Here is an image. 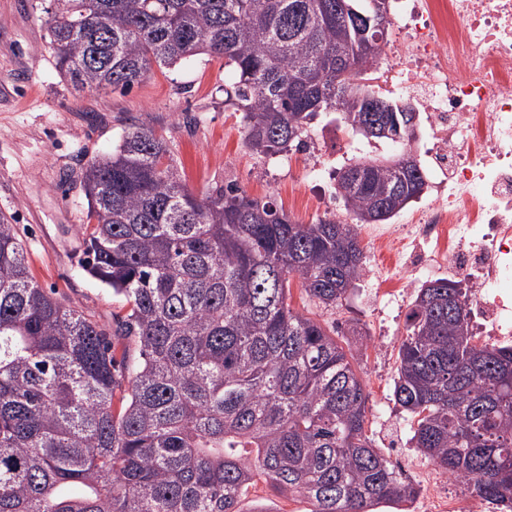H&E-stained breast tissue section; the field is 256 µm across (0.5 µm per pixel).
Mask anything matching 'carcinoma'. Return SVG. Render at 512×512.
<instances>
[{
    "label": "carcinoma",
    "instance_id": "1",
    "mask_svg": "<svg viewBox=\"0 0 512 512\" xmlns=\"http://www.w3.org/2000/svg\"><path fill=\"white\" fill-rule=\"evenodd\" d=\"M49 2L48 48L78 90L217 56L253 153L302 145L320 112L361 132L373 96L390 111L370 137L403 150L337 172L352 223L300 224L232 185L195 194L163 137L126 132L84 178L80 266L123 300L110 325L39 287L0 222V512H241L260 480L311 512L412 503L417 488L365 434L354 355L288 303L291 275L318 306L345 300L364 273L357 225L385 223L427 186L406 150L415 107L352 84L391 19L355 0ZM469 293L421 286L394 397L422 455L512 512V346L474 343Z\"/></svg>",
    "mask_w": 512,
    "mask_h": 512
}]
</instances>
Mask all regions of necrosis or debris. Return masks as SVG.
Masks as SVG:
<instances>
[{
    "instance_id": "obj_1",
    "label": "necrosis or debris",
    "mask_w": 512,
    "mask_h": 512,
    "mask_svg": "<svg viewBox=\"0 0 512 512\" xmlns=\"http://www.w3.org/2000/svg\"><path fill=\"white\" fill-rule=\"evenodd\" d=\"M400 18L408 59L389 76L431 116V136L451 165L448 190L408 228L436 263L470 250L479 329L512 339V0H407Z\"/></svg>"
}]
</instances>
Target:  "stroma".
Returning a JSON list of instances; mask_svg holds the SVG:
<instances>
[{
  "instance_id": "35a3bbf8",
  "label": "stroma",
  "mask_w": 512,
  "mask_h": 512,
  "mask_svg": "<svg viewBox=\"0 0 512 512\" xmlns=\"http://www.w3.org/2000/svg\"><path fill=\"white\" fill-rule=\"evenodd\" d=\"M48 16L41 0H0V215L13 225L33 280L108 325L121 301L81 270V226L86 222L84 176L91 159L111 154L129 129L162 135L196 194L217 185H236L255 199L275 200L302 224L347 212L334 180H308L306 150L267 157L243 143L241 113L224 103L230 74L219 57L171 68L152 67L132 89L76 92L55 65L48 45ZM309 131L321 139L326 164L338 169L361 158L385 160L397 147L364 138L344 126L338 113L320 114ZM431 192L411 202L387 224H364L359 240L365 274L341 305L324 309L309 301L298 277L289 280L288 301L327 330L359 335L348 342L368 395L366 431L374 447L399 461L409 460L418 496L409 512L458 507L463 488L430 463L411 443L410 414L396 406L398 349L406 315L419 288L447 277L444 264L431 265V247L410 239L398 256L376 249V234L406 227ZM242 512H310L298 495L276 494L266 483L251 489Z\"/></svg>"
}]
</instances>
